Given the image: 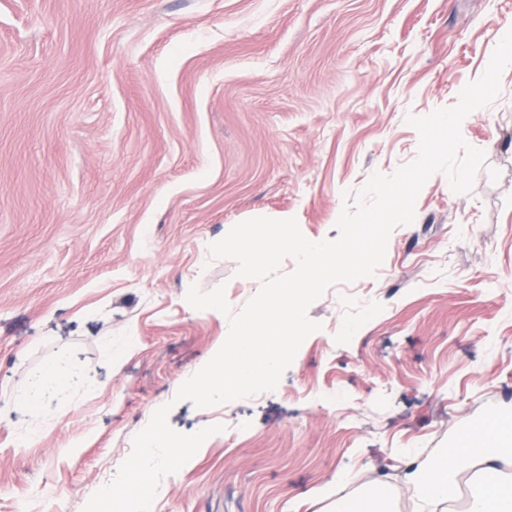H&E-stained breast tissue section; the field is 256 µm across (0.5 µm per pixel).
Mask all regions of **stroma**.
Wrapping results in <instances>:
<instances>
[{"label": "stroma", "instance_id": "stroma-1", "mask_svg": "<svg viewBox=\"0 0 512 512\" xmlns=\"http://www.w3.org/2000/svg\"><path fill=\"white\" fill-rule=\"evenodd\" d=\"M501 22L512 0H0V512H82L158 404L224 431L151 512H332L376 483L412 512L401 449L512 419V70L461 130L471 192L426 181L375 276L309 307L274 390L175 398L223 338L189 287L236 311L260 289L201 253L284 213L337 238L344 191L416 157L407 115L454 106ZM59 358L19 446L14 396Z\"/></svg>", "mask_w": 512, "mask_h": 512}]
</instances>
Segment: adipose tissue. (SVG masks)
Segmentation results:
<instances>
[{
    "mask_svg": "<svg viewBox=\"0 0 512 512\" xmlns=\"http://www.w3.org/2000/svg\"><path fill=\"white\" fill-rule=\"evenodd\" d=\"M494 445L473 450L468 438H461L440 455L422 459L417 467L406 468L403 481L412 494L415 512H445L450 494L448 463L459 457L470 461L480 491L468 503L467 512H512V478L504 477L511 464L499 451L512 442V427L492 425Z\"/></svg>",
    "mask_w": 512,
    "mask_h": 512,
    "instance_id": "ef3b65f1",
    "label": "adipose tissue"
}]
</instances>
